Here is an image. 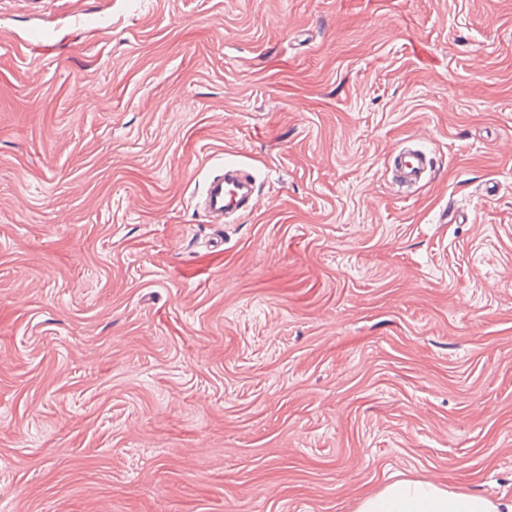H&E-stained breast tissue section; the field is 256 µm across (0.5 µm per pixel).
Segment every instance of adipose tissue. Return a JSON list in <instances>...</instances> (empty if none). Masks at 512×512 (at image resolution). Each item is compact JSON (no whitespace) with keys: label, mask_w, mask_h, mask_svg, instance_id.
<instances>
[{"label":"adipose tissue","mask_w":512,"mask_h":512,"mask_svg":"<svg viewBox=\"0 0 512 512\" xmlns=\"http://www.w3.org/2000/svg\"><path fill=\"white\" fill-rule=\"evenodd\" d=\"M357 512H512V503L454 491L427 480L401 479L363 497Z\"/></svg>","instance_id":"adipose-tissue-1"}]
</instances>
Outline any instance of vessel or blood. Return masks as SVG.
Returning a JSON list of instances; mask_svg holds the SVG:
<instances>
[{"label": "vessel or blood", "mask_w": 512, "mask_h": 512, "mask_svg": "<svg viewBox=\"0 0 512 512\" xmlns=\"http://www.w3.org/2000/svg\"><path fill=\"white\" fill-rule=\"evenodd\" d=\"M393 166L403 186H419L427 167V158L419 150L401 148L393 157ZM256 181L237 163H225L223 171L209 182L203 203L207 217L219 220L224 216L251 211L255 200Z\"/></svg>", "instance_id": "b4317fda"}]
</instances>
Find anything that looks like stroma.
Instances as JSON below:
<instances>
[{
	"instance_id": "stroma-1",
	"label": "stroma",
	"mask_w": 512,
	"mask_h": 512,
	"mask_svg": "<svg viewBox=\"0 0 512 512\" xmlns=\"http://www.w3.org/2000/svg\"><path fill=\"white\" fill-rule=\"evenodd\" d=\"M396 477L512 501V0H0V512ZM393 166L399 182L405 187L419 186L427 167L426 155L409 147L401 148L393 156ZM256 181L241 164L228 162L224 170L209 182L203 203L207 217L221 220L224 215L252 210Z\"/></svg>"
}]
</instances>
